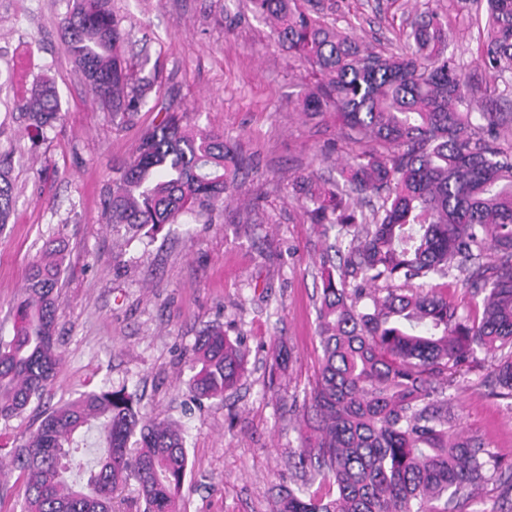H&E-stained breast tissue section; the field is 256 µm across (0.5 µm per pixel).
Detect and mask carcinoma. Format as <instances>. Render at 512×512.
I'll use <instances>...</instances> for the list:
<instances>
[{"instance_id":"obj_1","label":"carcinoma","mask_w":512,"mask_h":512,"mask_svg":"<svg viewBox=\"0 0 512 512\" xmlns=\"http://www.w3.org/2000/svg\"><path fill=\"white\" fill-rule=\"evenodd\" d=\"M272 35L306 60L315 79L302 111L333 112L362 146L343 183L306 175L299 190L326 237L319 259L315 386L299 417L294 468L305 481L280 490L277 512H456L488 484L512 493V467L456 429L446 390L489 360L484 384L512 399V141L498 112L475 111L462 66L447 54L448 23L420 13L398 53L363 47L304 9V0H252ZM64 49L99 111L132 118L156 78L125 56L129 32L110 0H74L61 21ZM477 54L482 96L506 99L512 73V0H488ZM53 83L23 100L40 136L59 118ZM243 159L224 135L166 109L141 138L103 198L107 223L138 233L184 215L211 217L236 189ZM9 160L0 156V227L13 214ZM64 257L49 242L31 264L12 338L0 345V419L21 414L51 385L61 362L55 336ZM460 283L459 303L432 281ZM190 387L221 401L245 371L238 347L208 329L192 353ZM101 448L86 484L76 453L88 435ZM10 465L25 482V512H117L119 491L138 484L136 512H182L188 469L182 428L147 418L126 390L86 391L53 409Z\"/></svg>"}]
</instances>
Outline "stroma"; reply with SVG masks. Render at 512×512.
Here are the masks:
<instances>
[{
  "label": "stroma",
  "mask_w": 512,
  "mask_h": 512,
  "mask_svg": "<svg viewBox=\"0 0 512 512\" xmlns=\"http://www.w3.org/2000/svg\"><path fill=\"white\" fill-rule=\"evenodd\" d=\"M72 0H0V153L13 156V217L0 230V340L14 333L29 265L48 241L66 245L51 389L19 417L0 420V512H24V487L8 466L46 412L81 392L126 388L146 416L182 425L187 512H275L277 492L301 477L291 466L296 419L318 370L316 306L324 240L309 224L297 177L335 180L359 148L333 114L300 111L310 77L283 50L250 0H111L132 31L159 98L131 120L91 109L65 53L60 21ZM448 19V53L468 87L488 74L477 59L485 0H309L307 9L375 51H394L417 14ZM51 79L62 118L31 145L16 102ZM222 133L247 158L238 188L212 223L183 217L154 235L112 229L101 198L166 108ZM221 327L246 356L223 403L197 400L191 348ZM290 358L276 365L274 353ZM477 370L456 382L462 430L512 464V402L489 395Z\"/></svg>",
  "instance_id": "1"
}]
</instances>
